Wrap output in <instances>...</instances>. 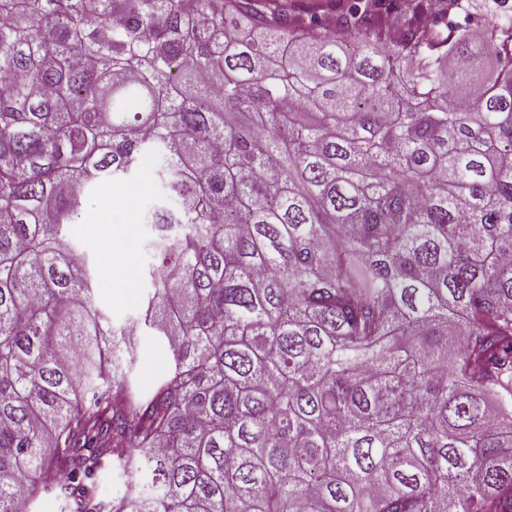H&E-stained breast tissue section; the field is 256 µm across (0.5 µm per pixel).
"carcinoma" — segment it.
<instances>
[{"label": "carcinoma", "instance_id": "carcinoma-1", "mask_svg": "<svg viewBox=\"0 0 512 512\" xmlns=\"http://www.w3.org/2000/svg\"><path fill=\"white\" fill-rule=\"evenodd\" d=\"M435 2L0 0V512H512V4ZM146 156L143 394L62 228ZM261 3H270L278 9L283 8L288 11V16L293 18L307 20L315 15L320 21H324L345 12L351 0H263ZM129 337L134 351L133 383L140 390L148 391L169 369L171 356L168 346L150 331ZM127 482L126 474L115 468L106 472L101 479L103 492L109 498L122 496L126 491Z\"/></svg>", "mask_w": 512, "mask_h": 512}]
</instances>
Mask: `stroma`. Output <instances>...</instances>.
Here are the masks:
<instances>
[{"label": "stroma", "mask_w": 512, "mask_h": 512, "mask_svg": "<svg viewBox=\"0 0 512 512\" xmlns=\"http://www.w3.org/2000/svg\"><path fill=\"white\" fill-rule=\"evenodd\" d=\"M161 194L158 181L147 175L130 184L106 185L77 223L68 228L69 236L99 270L93 299L113 325H123L136 317L148 293L146 271L153 260L150 242L155 231L152 225L143 223L142 214ZM98 224L113 226L114 233L107 241H92L90 230ZM128 225L133 228L129 236L122 232ZM121 254L128 255L129 260L120 273L111 274L112 261ZM131 345L133 383L140 390H150L170 366L168 346L149 331L132 336Z\"/></svg>", "instance_id": "stroma-1"}]
</instances>
